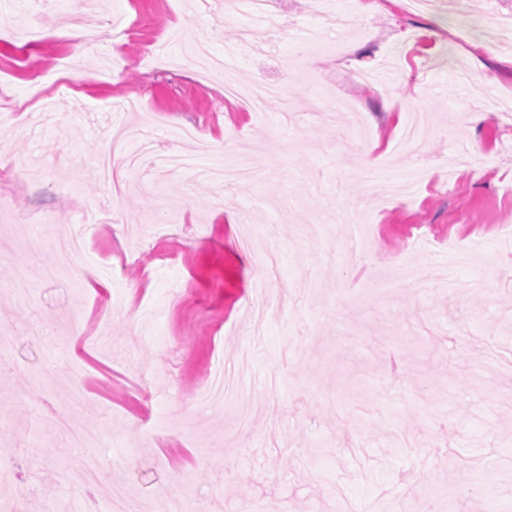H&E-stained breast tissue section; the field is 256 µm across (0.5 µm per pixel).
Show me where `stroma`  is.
Returning a JSON list of instances; mask_svg holds the SVG:
<instances>
[{"label":"stroma","instance_id":"1","mask_svg":"<svg viewBox=\"0 0 512 512\" xmlns=\"http://www.w3.org/2000/svg\"><path fill=\"white\" fill-rule=\"evenodd\" d=\"M350 30L308 0H282L275 19L256 20L185 0H11L0 9V88L25 98L26 116L7 118L0 161L16 177L0 183V251L29 266L28 288L0 266V335L11 344L0 378V477L17 492V512H44L92 494L107 501L124 480L142 512L176 496L187 512H512V49L487 44L492 15L512 0H470L457 15L434 0H378ZM35 29L76 24L95 32L82 55L63 41L26 45L19 22ZM337 38L341 57L298 59L325 91L355 111L319 120L309 88L288 97L304 119L286 123L280 100L262 115L226 98L188 57L196 45L221 54L248 34L251 50L234 67L246 81H277L302 32ZM396 72L360 81L389 51ZM156 65L143 67L146 55ZM70 57L71 89L40 92L31 76ZM424 57L442 66L422 70ZM423 94L428 124L420 154H395L402 122ZM151 130L152 147L178 149L189 168L144 172L178 221L159 242L163 214L136 191L122 196L97 246L112 256L107 280L126 300L103 321L110 343L79 356L76 326L88 323L90 271L74 259L56 281L44 243L30 252L8 233L33 215L65 232L110 190L87 171L107 148L113 118ZM485 113L469 124L459 107ZM237 134L268 177L221 187L197 172L212 156L198 141ZM377 148L392 159L384 190L357 176ZM361 207L363 224L344 231L324 220L293 223L285 202L316 212L319 198ZM233 222H225V213ZM410 255L419 288H380L393 259ZM271 299L260 333L247 299ZM242 375L260 406L248 425L232 410L199 406L210 355ZM157 388L150 404L138 389ZM79 390L75 429L102 431L99 443L68 447L41 412Z\"/></svg>","mask_w":512,"mask_h":512}]
</instances>
